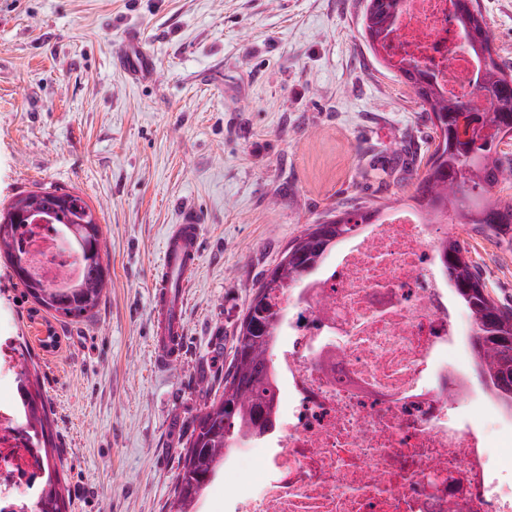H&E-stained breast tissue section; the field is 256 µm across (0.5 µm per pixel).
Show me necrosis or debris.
<instances>
[{
    "label": "necrosis or debris",
    "mask_w": 512,
    "mask_h": 512,
    "mask_svg": "<svg viewBox=\"0 0 512 512\" xmlns=\"http://www.w3.org/2000/svg\"><path fill=\"white\" fill-rule=\"evenodd\" d=\"M452 0H401L386 51L414 58L444 94L471 99L479 78ZM427 218L396 207L362 225L283 298L271 363L276 421L225 464L261 456L241 512H512L485 435L448 416L471 400L512 435V413L471 375L470 331ZM15 248L50 288L82 281L65 225H22ZM0 340V512H32L53 468L27 426Z\"/></svg>",
    "instance_id": "obj_1"
}]
</instances>
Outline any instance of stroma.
I'll return each instance as SVG.
<instances>
[{
    "instance_id": "obj_1",
    "label": "stroma",
    "mask_w": 512,
    "mask_h": 512,
    "mask_svg": "<svg viewBox=\"0 0 512 512\" xmlns=\"http://www.w3.org/2000/svg\"><path fill=\"white\" fill-rule=\"evenodd\" d=\"M512 67V0H479ZM361 0H0V210L63 188L98 209L110 272L60 321L0 258V334L34 367L66 512H169L181 452L223 377L252 285L330 208L408 206L433 149L420 100L362 36ZM133 32L154 62L115 68ZM201 210L184 356L154 364L162 246ZM512 307V244L459 224Z\"/></svg>"
}]
</instances>
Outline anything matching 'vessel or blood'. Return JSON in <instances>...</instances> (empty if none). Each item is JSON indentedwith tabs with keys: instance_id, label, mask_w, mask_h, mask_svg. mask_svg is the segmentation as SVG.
<instances>
[{
	"instance_id": "1",
	"label": "vessel or blood",
	"mask_w": 512,
	"mask_h": 512,
	"mask_svg": "<svg viewBox=\"0 0 512 512\" xmlns=\"http://www.w3.org/2000/svg\"><path fill=\"white\" fill-rule=\"evenodd\" d=\"M112 63L139 80L147 79L152 59L136 34H128L122 50ZM203 217L194 209L184 210L178 224L172 225L163 245L164 275L153 297L158 311L152 330V348L158 364L179 360L186 345L182 308L187 295V278L201 254Z\"/></svg>"
}]
</instances>
